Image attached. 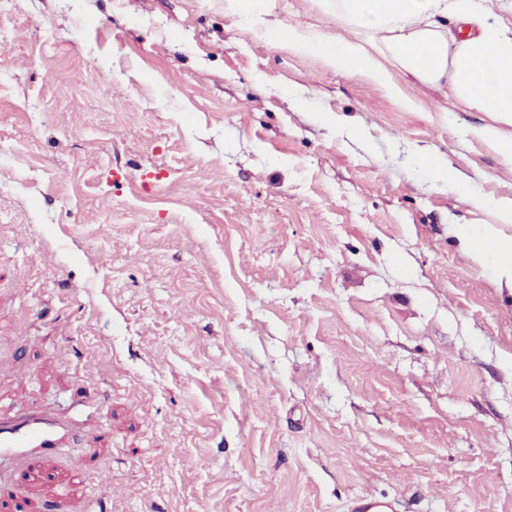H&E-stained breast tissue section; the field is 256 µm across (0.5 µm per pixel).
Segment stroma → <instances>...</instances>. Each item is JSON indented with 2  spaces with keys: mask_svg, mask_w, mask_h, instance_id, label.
I'll return each mask as SVG.
<instances>
[{
  "mask_svg": "<svg viewBox=\"0 0 512 512\" xmlns=\"http://www.w3.org/2000/svg\"><path fill=\"white\" fill-rule=\"evenodd\" d=\"M268 22L351 34L316 0H0V412L79 431L0 512L102 474L96 512H512V288L451 230L512 237L480 205L512 163ZM418 156L431 173L432 186L451 191L464 182L462 175L449 166L441 155L419 151Z\"/></svg>",
  "mask_w": 512,
  "mask_h": 512,
  "instance_id": "1",
  "label": "stroma"
}]
</instances>
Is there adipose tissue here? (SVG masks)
I'll return each instance as SVG.
<instances>
[{
  "label": "adipose tissue",
  "mask_w": 512,
  "mask_h": 512,
  "mask_svg": "<svg viewBox=\"0 0 512 512\" xmlns=\"http://www.w3.org/2000/svg\"><path fill=\"white\" fill-rule=\"evenodd\" d=\"M336 17L352 37L324 40L297 25L277 37L386 89L394 69L413 85L449 87L456 104L489 118L466 135L512 162V0H336ZM460 237L512 287L511 239L488 224L462 227Z\"/></svg>",
  "instance_id": "obj_1"
}]
</instances>
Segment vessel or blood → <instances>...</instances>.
Here are the masks:
<instances>
[{
	"label": "vessel or blood",
	"mask_w": 512,
	"mask_h": 512,
	"mask_svg": "<svg viewBox=\"0 0 512 512\" xmlns=\"http://www.w3.org/2000/svg\"><path fill=\"white\" fill-rule=\"evenodd\" d=\"M73 439L71 422L34 409L0 419V484L9 483L34 457L58 453Z\"/></svg>",
	"instance_id": "obj_1"
}]
</instances>
